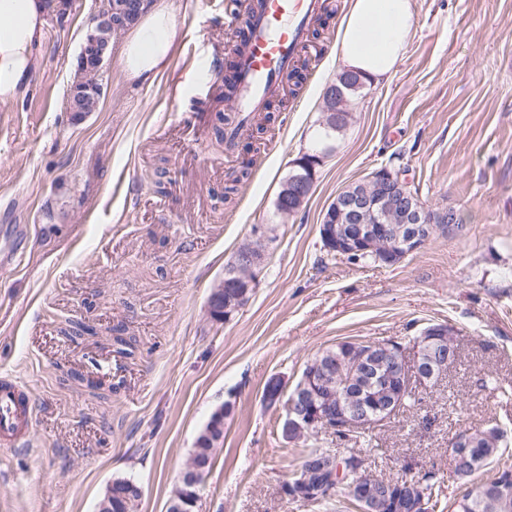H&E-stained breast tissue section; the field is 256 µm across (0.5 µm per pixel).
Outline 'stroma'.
<instances>
[{
  "mask_svg": "<svg viewBox=\"0 0 512 512\" xmlns=\"http://www.w3.org/2000/svg\"><path fill=\"white\" fill-rule=\"evenodd\" d=\"M179 36L155 77L129 79L112 39L95 111L69 109L75 61L97 9L70 0L49 18L31 85L0 103V374L31 390L21 446L0 451V512H97L114 479L141 486L136 512H166L201 431L224 413V437L199 486L197 512H323L282 498L300 446L282 439L267 381L293 388L314 355L344 340H409L429 325L456 332L461 359L364 437L321 444L365 455L389 477L435 471L440 502L458 493L449 442L497 424L512 430V0H412L404 56L368 83L303 207L275 199L311 148L323 92L341 73L343 18L307 46L304 89L283 86L263 133L225 147L224 74L195 79L188 39L228 60L247 0H157ZM255 159L225 199L229 174ZM386 165L407 167L422 202L453 208L393 267L327 258L319 225L337 193ZM162 180L165 193L155 191ZM271 230L259 282L229 322L210 294L254 225Z\"/></svg>",
  "mask_w": 512,
  "mask_h": 512,
  "instance_id": "obj_1",
  "label": "stroma"
}]
</instances>
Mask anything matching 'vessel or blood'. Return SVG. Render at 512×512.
<instances>
[{
    "mask_svg": "<svg viewBox=\"0 0 512 512\" xmlns=\"http://www.w3.org/2000/svg\"><path fill=\"white\" fill-rule=\"evenodd\" d=\"M322 0H263L260 9L240 22L243 42L231 49L239 65L232 95L242 114L261 111L283 87L309 33L318 19ZM33 402L25 385L0 378V435L20 440L31 423Z\"/></svg>",
    "mask_w": 512,
    "mask_h": 512,
    "instance_id": "1",
    "label": "vessel or blood"
}]
</instances>
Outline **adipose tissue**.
<instances>
[{
  "mask_svg": "<svg viewBox=\"0 0 512 512\" xmlns=\"http://www.w3.org/2000/svg\"><path fill=\"white\" fill-rule=\"evenodd\" d=\"M52 10L51 0H0V103L16 101L27 91L35 49ZM411 26V0H352L339 30L344 69L368 81L389 75L405 52ZM177 35L172 13L147 8L122 51L128 75L145 79L155 74Z\"/></svg>",
  "mask_w": 512,
  "mask_h": 512,
  "instance_id": "1",
  "label": "adipose tissue"
}]
</instances>
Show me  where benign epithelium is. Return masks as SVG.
<instances>
[{"label": "benign epithelium", "instance_id": "1", "mask_svg": "<svg viewBox=\"0 0 512 512\" xmlns=\"http://www.w3.org/2000/svg\"><path fill=\"white\" fill-rule=\"evenodd\" d=\"M146 0H102L88 28L77 62H96L97 70L111 57L110 40L99 35L110 25L126 30L139 20ZM348 111V99L341 88L328 95L324 118L320 125L337 132L343 113ZM328 154H302L292 163L305 174L293 179L294 195L290 197L288 212L294 213L305 202L315 183L316 169ZM363 191L343 189L325 212L320 224L324 249L339 257L364 255L376 262L398 264L421 249L440 225L457 222L451 209L433 211L425 206L408 178L407 169L387 166L373 170L362 179ZM268 227L256 224L251 239L236 253L225 268L224 280L211 292L209 314L215 320L229 321L245 305L256 288L258 274L265 260V242ZM454 329L446 324H433L422 330L419 338L408 348L387 340L366 351L360 358L364 367L374 370L378 381L376 395L365 401L350 388V382L335 385L336 363L318 355L306 366L298 385L288 400H283L279 380L271 381L265 390L268 405L284 403L285 433L300 439L336 435L343 429L358 432L383 423L402 408L404 392L437 383L452 367L454 358L438 359L434 351L452 346ZM470 432H459L450 445L452 469L464 463L476 469L477 456L472 451ZM366 462L352 452L342 460L310 459L300 465L292 478L282 484L281 494L293 503L308 504L320 496L323 477L336 480V472L347 471L352 476L348 493L360 504L359 512H368L365 505L374 501L371 484L365 482ZM205 466L197 456H190L180 477L185 486L179 512H195L198 502L196 487L199 474Z\"/></svg>", "mask_w": 512, "mask_h": 512}]
</instances>
